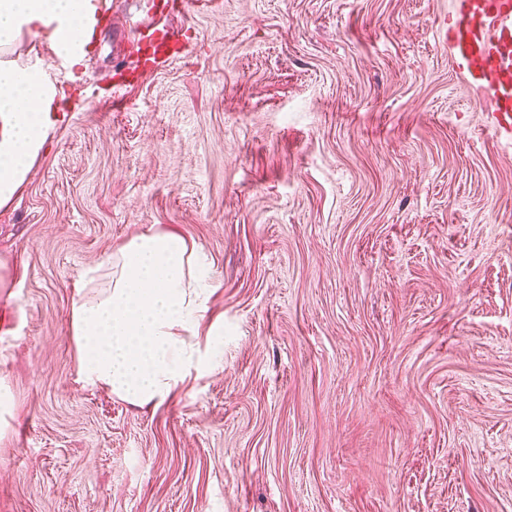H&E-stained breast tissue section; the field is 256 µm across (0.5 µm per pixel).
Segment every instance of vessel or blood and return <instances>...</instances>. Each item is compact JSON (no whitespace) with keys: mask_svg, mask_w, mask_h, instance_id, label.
Returning a JSON list of instances; mask_svg holds the SVG:
<instances>
[{"mask_svg":"<svg viewBox=\"0 0 512 512\" xmlns=\"http://www.w3.org/2000/svg\"><path fill=\"white\" fill-rule=\"evenodd\" d=\"M180 37L151 27L142 39L158 53ZM446 47L453 68L489 104L487 129L512 144V0H453Z\"/></svg>","mask_w":512,"mask_h":512,"instance_id":"obj_1","label":"vessel or blood"}]
</instances>
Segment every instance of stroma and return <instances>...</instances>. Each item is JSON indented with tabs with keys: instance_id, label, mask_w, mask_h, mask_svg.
<instances>
[{
	"instance_id": "35a3bbf8",
	"label": "stroma",
	"mask_w": 512,
	"mask_h": 512,
	"mask_svg": "<svg viewBox=\"0 0 512 512\" xmlns=\"http://www.w3.org/2000/svg\"><path fill=\"white\" fill-rule=\"evenodd\" d=\"M125 0L0 208V512H512V147L450 0ZM178 28L141 60L129 18ZM178 227L221 343L86 386L85 272Z\"/></svg>"
}]
</instances>
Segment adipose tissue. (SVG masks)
I'll use <instances>...</instances> for the list:
<instances>
[{"label": "adipose tissue", "mask_w": 512, "mask_h": 512, "mask_svg": "<svg viewBox=\"0 0 512 512\" xmlns=\"http://www.w3.org/2000/svg\"><path fill=\"white\" fill-rule=\"evenodd\" d=\"M111 0H0V207L27 181L59 110L62 91L39 54L15 52L37 40L80 80ZM77 297L70 334L84 382L139 408L160 405L203 359L196 343L207 310L206 271L195 245L175 230H146L118 247Z\"/></svg>", "instance_id": "1"}]
</instances>
